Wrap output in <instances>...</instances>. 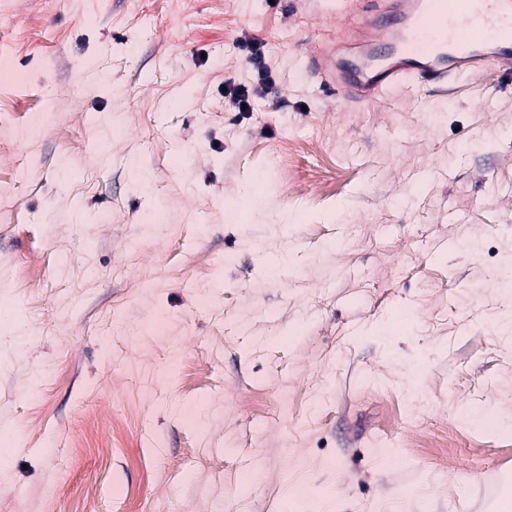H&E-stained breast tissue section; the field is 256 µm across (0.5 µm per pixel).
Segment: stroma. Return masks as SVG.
I'll list each match as a JSON object with an SVG mask.
<instances>
[{
    "mask_svg": "<svg viewBox=\"0 0 512 512\" xmlns=\"http://www.w3.org/2000/svg\"><path fill=\"white\" fill-rule=\"evenodd\" d=\"M336 26L318 0L0 10V307L31 325L0 338V512H82L86 484L99 512L512 502V77L352 104L304 63Z\"/></svg>",
    "mask_w": 512,
    "mask_h": 512,
    "instance_id": "obj_1",
    "label": "stroma"
}]
</instances>
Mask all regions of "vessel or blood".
<instances>
[{"label":"vessel or blood","mask_w":512,"mask_h":512,"mask_svg":"<svg viewBox=\"0 0 512 512\" xmlns=\"http://www.w3.org/2000/svg\"><path fill=\"white\" fill-rule=\"evenodd\" d=\"M340 12L362 36L358 51L339 60L326 45L309 62L345 100L444 87L489 67L512 72V0H342Z\"/></svg>","instance_id":"vessel-or-blood-1"}]
</instances>
